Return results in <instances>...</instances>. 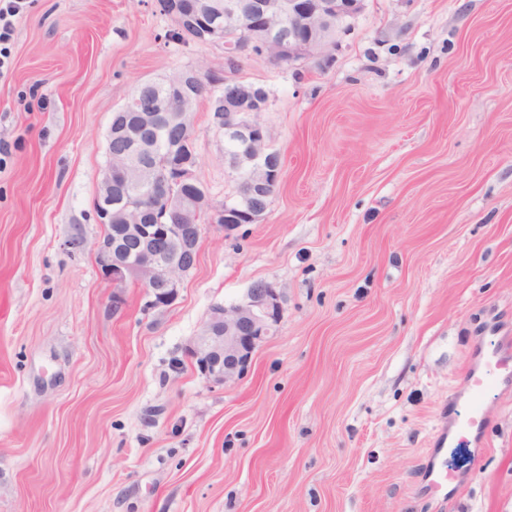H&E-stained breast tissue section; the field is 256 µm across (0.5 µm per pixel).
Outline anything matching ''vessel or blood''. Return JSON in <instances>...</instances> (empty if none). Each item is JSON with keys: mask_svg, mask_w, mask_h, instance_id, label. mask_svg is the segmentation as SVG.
Returning <instances> with one entry per match:
<instances>
[{"mask_svg": "<svg viewBox=\"0 0 512 512\" xmlns=\"http://www.w3.org/2000/svg\"><path fill=\"white\" fill-rule=\"evenodd\" d=\"M512 388V340L488 346L476 342L467 370L448 400V426L438 435L439 446L432 449L426 463V482L437 494L449 495L462 483L461 472L448 469L449 451L467 446L479 454L489 418L483 395L489 389Z\"/></svg>", "mask_w": 512, "mask_h": 512, "instance_id": "vessel-or-blood-1", "label": "vessel or blood"}]
</instances>
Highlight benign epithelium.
I'll return each mask as SVG.
<instances>
[{"mask_svg":"<svg viewBox=\"0 0 512 512\" xmlns=\"http://www.w3.org/2000/svg\"><path fill=\"white\" fill-rule=\"evenodd\" d=\"M363 0H224V16L212 18L208 24L211 41L224 43V56L239 57L254 52L253 33L260 27L274 36L272 59L277 63L307 62L326 55L336 44L343 22L357 15ZM224 132L239 136L247 149L246 156L224 155L236 182L246 192L238 199L268 197L281 175L280 157L272 151L267 131L255 113L265 112L268 100L256 102V108L239 104L227 97ZM185 106V95L178 99L155 103L164 108L160 125L180 122L192 131L191 111L178 112ZM147 127L124 122L113 135L122 138L129 149L119 155L107 150L108 164L93 207L97 223H112V182H133L139 171L137 151L151 148ZM196 164L171 162L161 171H153L147 179L148 194L135 203H127L125 239L103 235L94 243L103 279L112 288V311L125 306L123 287L128 281L140 283L150 309L172 306L190 271L184 263L186 253H195L202 235L198 224L185 223L188 204L173 205L183 186L197 183ZM233 197L213 208L208 199L195 202L209 214L210 223L223 226L225 234L239 228L233 221ZM283 315V296L268 283L254 286L238 302L210 308L203 328L188 349L193 366L213 385L229 387L242 381L250 372L255 352L274 335Z\"/></svg>","mask_w":512,"mask_h":512,"instance_id":"1","label":"benign epithelium"}]
</instances>
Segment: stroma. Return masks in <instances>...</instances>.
<instances>
[{"label":"stroma","mask_w":512,"mask_h":512,"mask_svg":"<svg viewBox=\"0 0 512 512\" xmlns=\"http://www.w3.org/2000/svg\"><path fill=\"white\" fill-rule=\"evenodd\" d=\"M156 0H31L0 71V512H512V389L485 450L425 492L421 460L476 337L512 336V0H364L327 56L238 60L282 174L262 217L204 225L175 304L93 251L112 115L137 85L224 68ZM212 204L235 183L193 112ZM280 288L245 379L187 348L211 306Z\"/></svg>","instance_id":"1"}]
</instances>
